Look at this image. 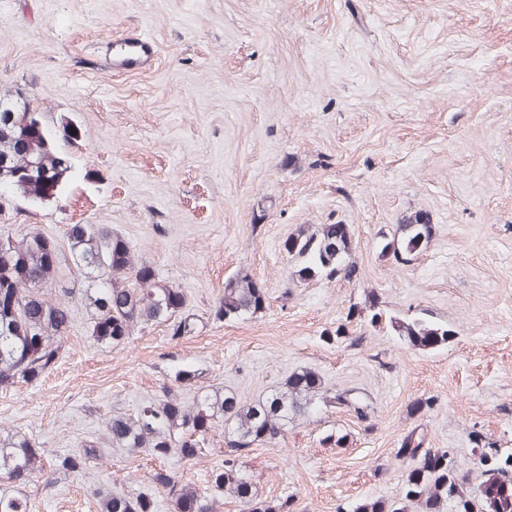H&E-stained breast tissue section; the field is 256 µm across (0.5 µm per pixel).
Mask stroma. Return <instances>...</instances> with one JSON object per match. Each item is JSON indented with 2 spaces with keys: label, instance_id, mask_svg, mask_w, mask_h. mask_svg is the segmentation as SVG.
Instances as JSON below:
<instances>
[{
  "label": "stroma",
  "instance_id": "obj_1",
  "mask_svg": "<svg viewBox=\"0 0 512 512\" xmlns=\"http://www.w3.org/2000/svg\"><path fill=\"white\" fill-rule=\"evenodd\" d=\"M149 35L153 65L113 71L106 46ZM0 98L45 112L72 162L42 203L16 200L0 228L39 231L67 249L70 224H105L183 291L191 335L168 322L97 345L90 311L70 302L59 357L28 384L0 386V427L28 435L41 472L23 486L31 512H100L92 490L146 492L165 469L214 493L223 428L198 457L104 447L79 472L60 457L98 443L109 419L198 387L262 397L310 369L333 404L257 443L239 466L258 500L336 512L401 497L406 436L472 469L470 431L512 450V0H0ZM433 226L412 262L383 255L404 215ZM346 224L356 279L296 283L284 240L302 225ZM248 274L267 304L215 315L224 281ZM384 314L447 324L422 351ZM344 326L347 334L327 340ZM421 412H414L416 402Z\"/></svg>",
  "mask_w": 512,
  "mask_h": 512
}]
</instances>
